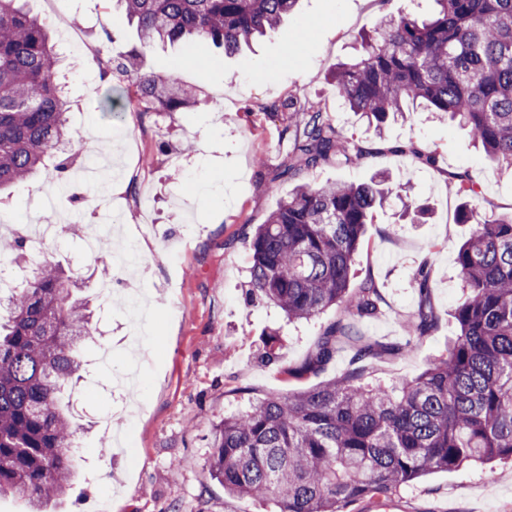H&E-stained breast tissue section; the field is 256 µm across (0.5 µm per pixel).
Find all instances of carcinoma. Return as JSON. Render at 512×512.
Listing matches in <instances>:
<instances>
[{
    "mask_svg": "<svg viewBox=\"0 0 512 512\" xmlns=\"http://www.w3.org/2000/svg\"><path fill=\"white\" fill-rule=\"evenodd\" d=\"M21 0H0V190L22 183L54 157L55 171L75 163L66 145L67 101L60 56L48 28ZM136 23L140 47L104 60V74L129 82L126 98L104 112H179L199 104L194 88L171 76L141 73L143 49L156 41L212 42L235 53L272 33L298 0H115ZM429 19L381 18L351 64L332 79L336 93L382 134L389 116L423 107L451 115L503 173L512 172V0H435ZM390 151L437 167L436 151L414 142ZM371 149L344 135L319 103L294 125L288 175L323 163L356 164ZM383 173L372 184L309 182L256 226L247 303L279 307L291 320L337 306L351 317L381 313L383 295L366 279L350 289L365 226L383 203ZM448 185L466 198L459 221L472 226L456 256L463 298L452 312L457 334L418 377L391 388L363 382L366 367L407 344L382 345L353 325L327 326L315 352L286 376L317 372L342 342L351 367L318 386L271 392L232 413L214 431L208 466L232 497L273 503L278 512H347L366 497L408 487L438 470L512 460V214L485 215L465 174ZM0 264L29 262L31 243L13 238ZM31 276L0 298V493L47 512L66 495L71 458L83 425L60 395L79 378L81 346L94 334L88 301L74 274L47 252ZM429 258L413 268L418 307L410 335L420 342L436 326Z\"/></svg>",
    "mask_w": 512,
    "mask_h": 512,
    "instance_id": "carcinoma-1",
    "label": "carcinoma"
}]
</instances>
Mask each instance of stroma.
<instances>
[{
    "label": "stroma",
    "mask_w": 512,
    "mask_h": 512,
    "mask_svg": "<svg viewBox=\"0 0 512 512\" xmlns=\"http://www.w3.org/2000/svg\"><path fill=\"white\" fill-rule=\"evenodd\" d=\"M58 40L61 75L69 100L67 123L78 132L69 149L77 157H106L118 178L76 181L58 178L53 165L0 196V235L39 224L42 242L82 282L96 323L80 352L82 377L62 395L74 414L92 424L79 437L72 466L76 479L54 512H274L269 502L225 493L207 458L216 425L271 391L305 389L343 374L353 349L341 344L325 369L288 379L262 359L267 334L284 336L282 363L296 367L315 350L329 324L344 321L330 307L318 316L288 322L280 309L247 304L251 265L248 238L255 225L287 198L297 181L286 173L292 139L284 138L288 115L280 101L302 108L323 104L337 126L371 147L356 165L329 162L305 172L315 184L368 183L381 172L412 185L426 209L421 223L402 216L388 196L366 228L353 283L373 278L387 306L382 315L356 321L362 336L384 343L407 339L405 322L417 298L410 286L414 261L434 266L432 297L440 314L423 342L402 356L367 368L371 383L395 385L418 376L444 352L456 326L452 310L462 295L455 259L470 233L459 223V200L443 174H468L483 188V212H512V176L500 175L457 121L415 109L375 133L340 100L329 75L338 63L356 59L361 38L387 13L431 15L434 0H299L279 30L236 55L205 43L146 48L144 73L174 74L194 87L197 108L116 118L101 102L122 91L103 79L101 60L137 47L136 28L108 0H27ZM417 142L436 149L433 171L391 153ZM122 212L113 239L138 242V263L97 273L108 248L88 253L83 232L103 211ZM436 251H429L430 243ZM136 289L149 313L148 331L134 390L116 388L125 367L123 340L134 327L125 304ZM281 363V364H282ZM353 512H512V463L466 466L427 475L410 487L354 506Z\"/></svg>",
    "instance_id": "obj_1"
}]
</instances>
